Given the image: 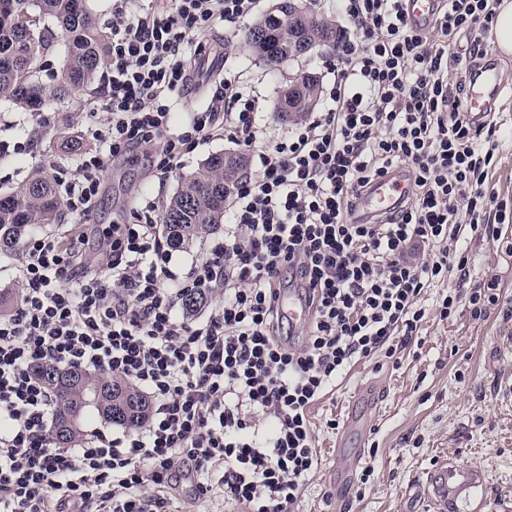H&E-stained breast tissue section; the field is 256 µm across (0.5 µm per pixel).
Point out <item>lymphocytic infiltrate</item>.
<instances>
[{
  "instance_id": "f902f5d3",
  "label": "lymphocytic infiltrate",
  "mask_w": 512,
  "mask_h": 512,
  "mask_svg": "<svg viewBox=\"0 0 512 512\" xmlns=\"http://www.w3.org/2000/svg\"><path fill=\"white\" fill-rule=\"evenodd\" d=\"M337 2L352 32L337 42L325 110L258 153L255 177L225 200L223 240L181 277L155 200L113 225L95 262L82 224L110 159L146 148L168 173L215 131L256 142L259 101L230 74L184 127L170 117L187 50L204 54L205 34L243 24L257 0H113L107 131L64 188L78 222L25 240L20 298L0 316V512H165L183 466L201 498L217 489L247 512H292L319 465L308 411L337 379L357 361L394 358L428 309L444 320L464 301L480 320L499 302L494 279L431 308L425 299L470 265L461 230L500 240L512 210L486 188L501 125L464 114L499 0H444L424 28L408 22L405 0ZM397 164L413 173L411 198L355 222L360 191ZM290 287L309 290L313 308L297 343L275 307ZM193 294L219 301L193 319ZM38 362L127 379L151 416L55 446L57 402L31 371ZM261 416L275 419L271 432Z\"/></svg>"
}]
</instances>
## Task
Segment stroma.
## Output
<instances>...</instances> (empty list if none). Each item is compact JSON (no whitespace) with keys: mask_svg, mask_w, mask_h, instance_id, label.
Returning <instances> with one entry per match:
<instances>
[{"mask_svg":"<svg viewBox=\"0 0 512 512\" xmlns=\"http://www.w3.org/2000/svg\"><path fill=\"white\" fill-rule=\"evenodd\" d=\"M248 25L220 31L213 41L222 49L230 70L259 99L256 122L261 134L253 151L281 140L291 122L279 119L275 106L280 90L299 71L316 72L321 86L330 76L327 52L280 67L268 66L248 44ZM103 79L75 89L62 102L30 113L0 103V141H31L33 154L0 152V193L22 183L38 167L48 169L58 182L69 181L79 161L57 149L63 127L79 133L86 115L99 103ZM237 146L216 132L187 156L174 172L164 174L147 157L119 158L110 164L98 203L89 221L96 231L111 229L131 219L135 196L168 202L183 177L198 171L217 152ZM502 238L493 242L479 237L465 242L473 262L465 282L473 287L497 279L501 297L486 318L472 320L459 313L443 320L427 314L417 338L403 347L397 363L380 359L356 362L333 390L311 406L309 418L320 464L298 501V512H406L408 495L425 483L429 471L448 457L477 467L485 485L460 512H512V223L501 227ZM376 382L383 398L372 410L373 427L363 456L345 487L330 481L336 463V439L359 388ZM374 474L368 483L360 477L366 468Z\"/></svg>","mask_w":512,"mask_h":512,"instance_id":"35a3bbf8","label":"stroma"}]
</instances>
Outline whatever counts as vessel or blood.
<instances>
[{
    "instance_id": "vessel-or-blood-1",
    "label": "vessel or blood",
    "mask_w": 512,
    "mask_h": 512,
    "mask_svg": "<svg viewBox=\"0 0 512 512\" xmlns=\"http://www.w3.org/2000/svg\"><path fill=\"white\" fill-rule=\"evenodd\" d=\"M437 0H408L406 11L410 21L419 26L432 22ZM505 87L504 75L495 56H487L479 69L468 77L466 109L467 116L482 121L486 112L500 99ZM414 188L411 173L396 167L380 179L375 180L360 198L358 205L367 215L392 211ZM281 315L290 325L300 327L309 324L311 313L295 293H282L277 298ZM485 482L478 468L444 459L435 466L422 496L430 512H458L459 503L468 501Z\"/></svg>"
}]
</instances>
